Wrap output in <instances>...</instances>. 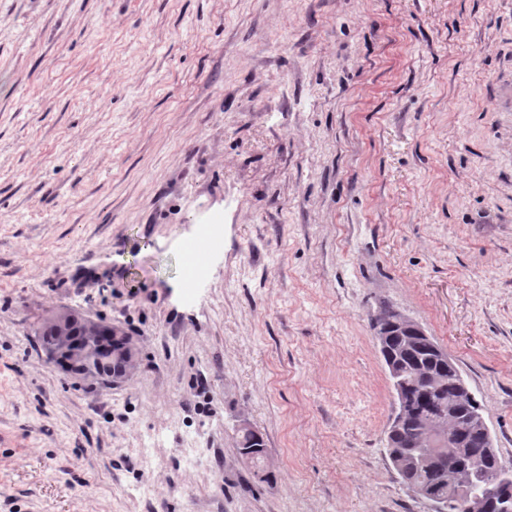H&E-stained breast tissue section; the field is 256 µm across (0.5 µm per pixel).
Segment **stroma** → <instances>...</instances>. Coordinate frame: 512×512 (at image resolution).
<instances>
[{
    "label": "stroma",
    "mask_w": 512,
    "mask_h": 512,
    "mask_svg": "<svg viewBox=\"0 0 512 512\" xmlns=\"http://www.w3.org/2000/svg\"><path fill=\"white\" fill-rule=\"evenodd\" d=\"M386 303L512 465V0H0V512H435ZM63 307L137 338L128 384L46 362ZM216 222L203 224L198 233L187 241L185 252L187 259L183 267L185 281L190 291L196 285H202L207 280V269L198 256L215 248L219 241V229L215 227ZM244 442L245 439L239 436L238 449L242 459L246 464L250 465L254 469L255 475L261 482L270 483L274 477V474L273 471L268 470L264 466V457L267 456V448L263 436L261 435V441L254 443L261 445V447H256L257 449H252V447H249V445H246ZM265 461L267 465H272L271 459L269 457Z\"/></svg>",
    "instance_id": "obj_1"
}]
</instances>
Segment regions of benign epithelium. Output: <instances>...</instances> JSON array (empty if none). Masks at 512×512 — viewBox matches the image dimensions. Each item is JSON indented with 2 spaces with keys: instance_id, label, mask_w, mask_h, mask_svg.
<instances>
[{
  "instance_id": "1",
  "label": "benign epithelium",
  "mask_w": 512,
  "mask_h": 512,
  "mask_svg": "<svg viewBox=\"0 0 512 512\" xmlns=\"http://www.w3.org/2000/svg\"><path fill=\"white\" fill-rule=\"evenodd\" d=\"M57 323V338L43 345L48 361L61 362L62 371L80 383L110 388L125 383L133 377L139 358L137 340L106 321L84 319L69 308L49 315ZM400 335H425L414 321L398 313L392 321ZM468 425L484 435L483 457L497 456L483 414L466 417ZM420 447L427 449L422 462H443L442 470L448 479V494L468 501L467 512H488L498 507V512H512V490L493 471L480 466L479 483L462 475L456 461L467 456L464 439L447 434V419L443 416L430 418L424 426Z\"/></svg>"
}]
</instances>
